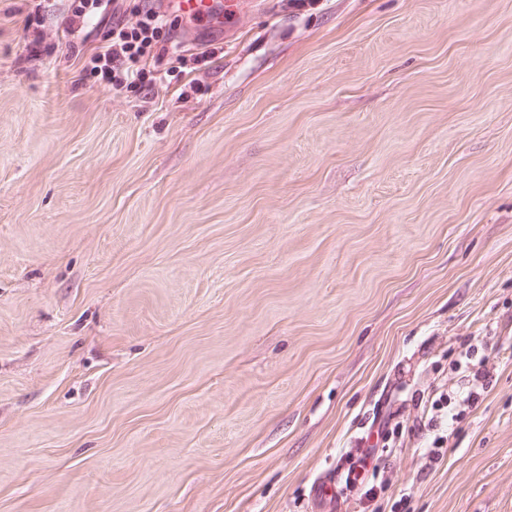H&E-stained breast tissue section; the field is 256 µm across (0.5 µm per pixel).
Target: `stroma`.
Returning <instances> with one entry per match:
<instances>
[{"mask_svg": "<svg viewBox=\"0 0 512 512\" xmlns=\"http://www.w3.org/2000/svg\"><path fill=\"white\" fill-rule=\"evenodd\" d=\"M0 0V512H512V0H241L85 80ZM474 345L490 384L445 431ZM338 484L339 481L334 476H323L314 482L311 496L314 504L316 505V510L322 512H324V510H329L324 506L336 501V488Z\"/></svg>", "mask_w": 512, "mask_h": 512, "instance_id": "obj_1", "label": "stroma"}]
</instances>
